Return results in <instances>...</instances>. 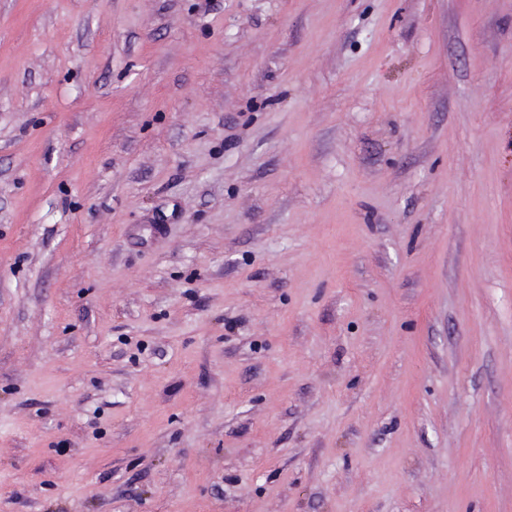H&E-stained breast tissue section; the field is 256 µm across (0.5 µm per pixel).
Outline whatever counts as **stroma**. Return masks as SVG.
Instances as JSON below:
<instances>
[{"mask_svg": "<svg viewBox=\"0 0 512 512\" xmlns=\"http://www.w3.org/2000/svg\"><path fill=\"white\" fill-rule=\"evenodd\" d=\"M0 512H512V0H0Z\"/></svg>", "mask_w": 512, "mask_h": 512, "instance_id": "35a3bbf8", "label": "stroma"}]
</instances>
